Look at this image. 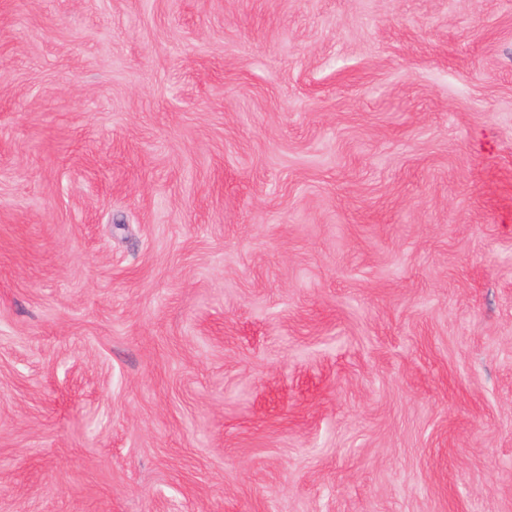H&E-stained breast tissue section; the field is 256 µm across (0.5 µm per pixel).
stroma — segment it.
<instances>
[{"label":"stroma","mask_w":512,"mask_h":512,"mask_svg":"<svg viewBox=\"0 0 512 512\" xmlns=\"http://www.w3.org/2000/svg\"><path fill=\"white\" fill-rule=\"evenodd\" d=\"M0 512H512V0H0Z\"/></svg>","instance_id":"stroma-1"}]
</instances>
